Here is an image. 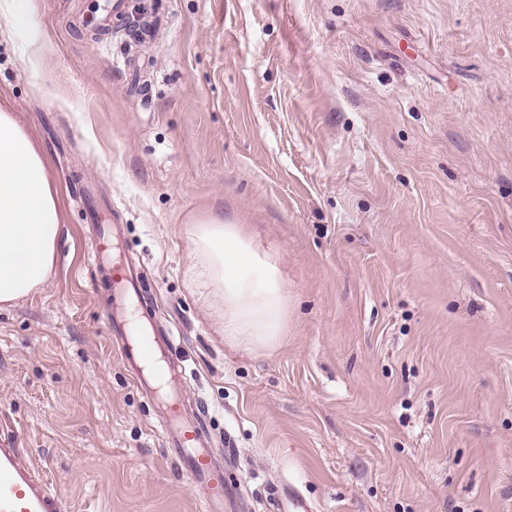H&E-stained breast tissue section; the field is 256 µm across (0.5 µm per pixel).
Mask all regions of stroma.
I'll return each instance as SVG.
<instances>
[{
	"mask_svg": "<svg viewBox=\"0 0 512 512\" xmlns=\"http://www.w3.org/2000/svg\"><path fill=\"white\" fill-rule=\"evenodd\" d=\"M31 0L0 103L63 210L55 274L0 308V446L65 512H199L114 341L98 227L145 283L224 467V512H512V0H163L150 39ZM276 252L283 344L225 347L181 228Z\"/></svg>",
	"mask_w": 512,
	"mask_h": 512,
	"instance_id": "stroma-1",
	"label": "stroma"
}]
</instances>
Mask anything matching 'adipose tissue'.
Segmentation results:
<instances>
[{
  "instance_id": "ef3b65f1",
  "label": "adipose tissue",
  "mask_w": 512,
  "mask_h": 512,
  "mask_svg": "<svg viewBox=\"0 0 512 512\" xmlns=\"http://www.w3.org/2000/svg\"><path fill=\"white\" fill-rule=\"evenodd\" d=\"M192 255L189 286L227 347L269 352L288 332L289 297L273 255L241 225L210 215L184 225ZM61 234L59 196L46 160L13 113L0 106V305L41 288L54 271Z\"/></svg>"
}]
</instances>
